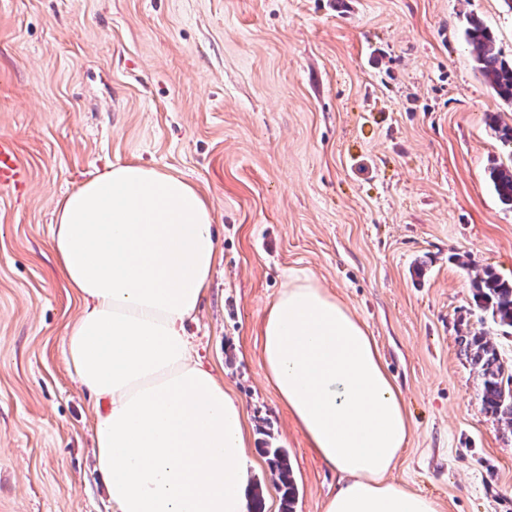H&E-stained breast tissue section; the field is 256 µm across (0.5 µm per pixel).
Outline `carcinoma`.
Returning a JSON list of instances; mask_svg holds the SVG:
<instances>
[{
	"label": "carcinoma",
	"mask_w": 512,
	"mask_h": 512,
	"mask_svg": "<svg viewBox=\"0 0 512 512\" xmlns=\"http://www.w3.org/2000/svg\"><path fill=\"white\" fill-rule=\"evenodd\" d=\"M466 34L476 52L483 76L495 93L512 102V60L502 57L492 34L475 19ZM489 179L501 202L512 205V166L491 169ZM472 286L479 306L494 324L512 330V281L504 280L487 268L475 276ZM462 351L481 379L480 399L484 411L512 426V364L504 363L496 346L483 334L460 337ZM267 456L274 484L281 493V512H295L297 488L288 452L277 446L262 449Z\"/></svg>",
	"instance_id": "carcinoma-1"
}]
</instances>
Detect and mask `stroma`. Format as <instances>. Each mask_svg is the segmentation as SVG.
Wrapping results in <instances>:
<instances>
[{
	"label": "stroma",
	"mask_w": 512,
	"mask_h": 512,
	"mask_svg": "<svg viewBox=\"0 0 512 512\" xmlns=\"http://www.w3.org/2000/svg\"><path fill=\"white\" fill-rule=\"evenodd\" d=\"M512 57L505 0H0V137L29 170L0 188V512H112L93 472L92 401L65 333L82 303L50 250L57 200L117 164L195 184L218 263L190 327L247 416L266 512L280 494L260 427L288 451L296 512L337 477L264 377L260 327L313 277L373 336L410 420L388 475L440 512H512V428L487 415L459 339L512 362L471 281L512 279V164L489 116L470 18ZM489 179L501 202L512 205V166H498L491 169Z\"/></svg>",
	"instance_id": "stroma-1"
}]
</instances>
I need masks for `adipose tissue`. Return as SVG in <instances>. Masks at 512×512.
Wrapping results in <instances>:
<instances>
[{"label":"adipose tissue","mask_w":512,"mask_h":512,"mask_svg":"<svg viewBox=\"0 0 512 512\" xmlns=\"http://www.w3.org/2000/svg\"><path fill=\"white\" fill-rule=\"evenodd\" d=\"M51 248L83 304L66 354L102 405L94 470L112 512H251L243 409L188 332L218 260L207 198L173 173L112 165L59 201ZM260 346L282 405L343 481L325 512H439L386 479L409 421L345 304L292 278L266 311Z\"/></svg>","instance_id":"adipose-tissue-1"}]
</instances>
